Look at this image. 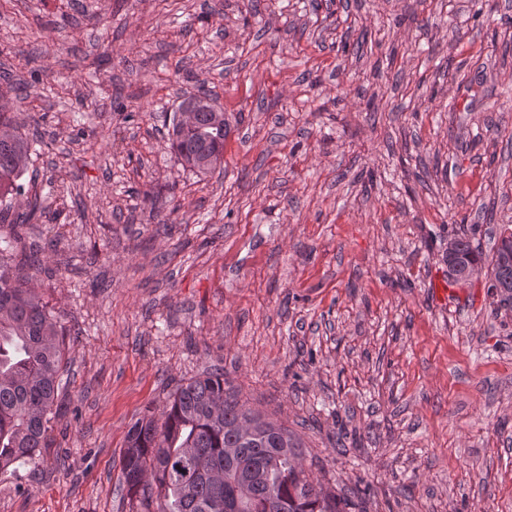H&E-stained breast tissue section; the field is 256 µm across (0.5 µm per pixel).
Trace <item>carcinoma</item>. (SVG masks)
Masks as SVG:
<instances>
[{
  "label": "carcinoma",
  "mask_w": 512,
  "mask_h": 512,
  "mask_svg": "<svg viewBox=\"0 0 512 512\" xmlns=\"http://www.w3.org/2000/svg\"><path fill=\"white\" fill-rule=\"evenodd\" d=\"M0 103V198L25 194L36 142L18 132ZM169 149L181 164L208 174L203 153L224 154V122L204 108L185 128L172 123ZM43 215L37 197L8 220L0 211V255L23 252L18 228ZM456 256L481 263L469 240L453 239ZM65 331L28 282L0 260V471L33 462L46 447L57 398ZM288 428L266 420L224 389V373L177 385L161 418L144 416L128 430L122 457L127 495L140 512H225L227 492L245 489L234 512H349L353 503L314 483Z\"/></svg>",
  "instance_id": "obj_1"
}]
</instances>
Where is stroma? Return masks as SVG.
<instances>
[{"mask_svg":"<svg viewBox=\"0 0 512 512\" xmlns=\"http://www.w3.org/2000/svg\"><path fill=\"white\" fill-rule=\"evenodd\" d=\"M0 67L68 332L0 512H136L128 429L216 369L356 512H512V302L445 261L512 225V0H0ZM201 83L208 175L164 139Z\"/></svg>","mask_w":512,"mask_h":512,"instance_id":"obj_1","label":"stroma"}]
</instances>
